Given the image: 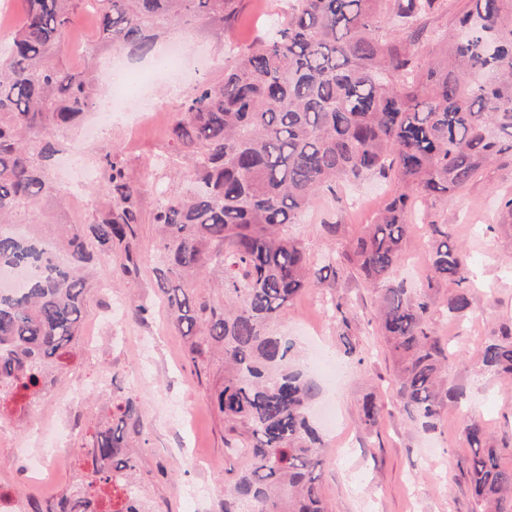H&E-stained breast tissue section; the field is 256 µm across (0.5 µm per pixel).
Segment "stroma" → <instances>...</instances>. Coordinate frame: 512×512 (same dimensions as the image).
Returning a JSON list of instances; mask_svg holds the SVG:
<instances>
[{
    "label": "stroma",
    "mask_w": 512,
    "mask_h": 512,
    "mask_svg": "<svg viewBox=\"0 0 512 512\" xmlns=\"http://www.w3.org/2000/svg\"><path fill=\"white\" fill-rule=\"evenodd\" d=\"M288 0H241L233 30L216 25L188 24L171 30L168 42L179 43L187 76L178 91L164 82L151 87L161 113L134 122L128 116L100 128L97 115H84L65 137L53 159V170L67 193L56 209L60 224H86L101 210L106 193L102 179L77 182L73 163L99 165L103 151L113 149L128 173L137 177L155 170L159 189L175 193L182 181L164 162L172 152L168 127L182 99L202 82L220 81L225 59L248 54L271 38L283 19ZM391 182L370 177L355 185L323 192L303 212L290 234L307 250L314 268L327 270L326 279L307 289L283 309L277 332L289 336L300 353L319 344L336 367L335 382L316 376L318 393L312 417L323 433L325 461L319 482L330 512H476L463 459L467 447L461 430L471 414H479L494 443L502 447L500 463L512 467V378L480 371L485 345L512 327V250L503 246L512 217L503 207L512 197V158L488 163L464 190L447 201H417L413 230L397 268L396 279L407 287L426 282L429 226L449 222L454 240L472 260L471 307L465 318L448 314V284L431 289L428 322L447 349V383L462 392L447 406L435 429L424 430L403 408L398 366L373 318L377 290L367 284L345 259L352 244L372 223L391 197ZM140 222L130 250L114 249L100 265L105 289L89 299L83 332L101 330L121 343L98 357L78 353L69 369L56 377L50 393H39L24 414L8 410V438L0 439V488L16 482L14 456L36 443L47 424L62 433L61 447L81 454L92 422L109 404L133 401L145 414L139 450V478L148 501L166 505L167 512H223L224 488L243 464L235 449L224 444V428L207 400L219 385V372L198 379L187 360V345L171 326L158 292L153 268L158 259V228L153 222L156 198H139ZM338 225L328 233L327 225ZM123 310L109 316V302ZM341 304L342 316L321 317L323 302ZM148 308L144 317L132 315L134 305ZM357 347V357L345 353V340ZM111 374L112 389L95 390L102 374ZM382 405L379 423L368 429L359 421L365 396ZM211 465L195 469L193 455Z\"/></svg>",
    "instance_id": "35a3bbf8"
}]
</instances>
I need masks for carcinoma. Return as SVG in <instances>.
<instances>
[{"instance_id": "obj_1", "label": "carcinoma", "mask_w": 512, "mask_h": 512, "mask_svg": "<svg viewBox=\"0 0 512 512\" xmlns=\"http://www.w3.org/2000/svg\"><path fill=\"white\" fill-rule=\"evenodd\" d=\"M239 0H24L22 19L0 43V269L26 274L0 295V410L34 398L76 354L97 271L94 260L118 246L130 252L144 179L117 153L102 158L105 208L88 224L40 223L16 230L38 201L61 203L50 163L60 136L96 111L93 82L100 48L152 52L183 21L231 27ZM435 0H289L275 36L224 61V77L203 82L170 126L176 156L188 161V187L158 200L159 261L153 277L173 325L187 339L197 378L221 360L224 380L208 393L225 435L245 465L224 491V512H328L317 470L323 442L308 419L315 382L296 365L295 344L276 332L282 307L321 281L288 225L322 190L393 175L398 190L347 255L365 282L379 285L376 318L399 363L403 407L435 426L459 393L444 388L447 360L428 328V295L393 280L412 229L415 199L465 188L493 158L512 153V0H465L441 58L413 50ZM95 39L81 69L65 44L86 5ZM427 287L453 286L448 312L470 306L471 262L450 241L447 223L430 225ZM489 371L512 376V330L482 352ZM121 419L139 432L132 402ZM382 408L365 398L361 424ZM466 475L480 512H512V469L501 466L483 422L461 431ZM86 454L105 463L95 484L31 512H94L114 481L137 480L138 451L120 428L97 423ZM113 512H145L129 487Z\"/></svg>"}]
</instances>
